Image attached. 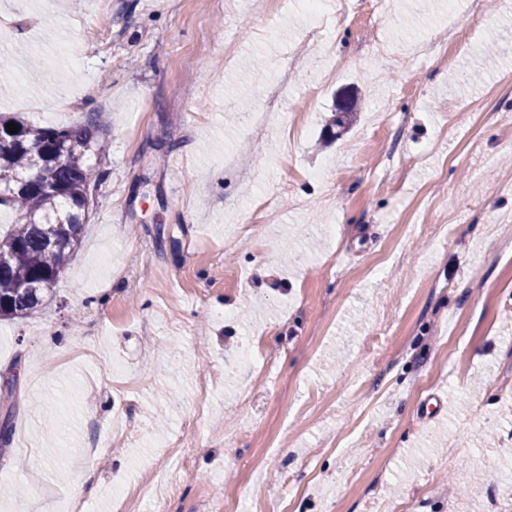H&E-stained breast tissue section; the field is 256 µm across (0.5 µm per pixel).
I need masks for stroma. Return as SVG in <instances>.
<instances>
[{"label":"stroma","mask_w":512,"mask_h":512,"mask_svg":"<svg viewBox=\"0 0 512 512\" xmlns=\"http://www.w3.org/2000/svg\"><path fill=\"white\" fill-rule=\"evenodd\" d=\"M457 19L454 68L414 52ZM367 25L330 2L310 42L299 8L259 0H107L100 19L91 0H0V52L39 63L0 83V115L94 112L107 143L58 284L0 321V512H108L115 483L155 472L169 512H512L489 466L512 449V0L488 18L390 0ZM351 86L357 119L325 139ZM274 89L279 123L253 136ZM263 195L275 223L250 221ZM435 209L461 219L420 232ZM248 336L264 376H225Z\"/></svg>","instance_id":"1"}]
</instances>
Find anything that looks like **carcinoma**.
<instances>
[{
    "mask_svg": "<svg viewBox=\"0 0 512 512\" xmlns=\"http://www.w3.org/2000/svg\"><path fill=\"white\" fill-rule=\"evenodd\" d=\"M356 106L354 92L344 91L326 125L333 138L349 129ZM9 122L18 133L7 131ZM105 151L92 114L58 127L0 118V207L16 214L10 232L0 235V320L36 309L50 292L46 284L60 278L102 177L87 158Z\"/></svg>",
    "mask_w": 512,
    "mask_h": 512,
    "instance_id": "obj_1",
    "label": "carcinoma"
}]
</instances>
